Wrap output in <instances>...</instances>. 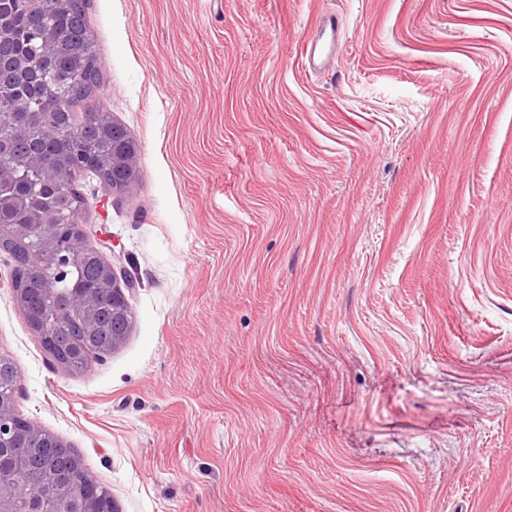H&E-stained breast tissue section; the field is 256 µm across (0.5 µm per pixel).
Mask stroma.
I'll return each instance as SVG.
<instances>
[{"mask_svg": "<svg viewBox=\"0 0 512 512\" xmlns=\"http://www.w3.org/2000/svg\"><path fill=\"white\" fill-rule=\"evenodd\" d=\"M88 17L138 156L84 218L134 323L65 370L0 250L16 412L118 512H512V0ZM338 32L339 23L336 15L328 14L306 43L305 57L309 70L317 71L326 66L333 56Z\"/></svg>", "mask_w": 512, "mask_h": 512, "instance_id": "35a3bbf8", "label": "stroma"}]
</instances>
